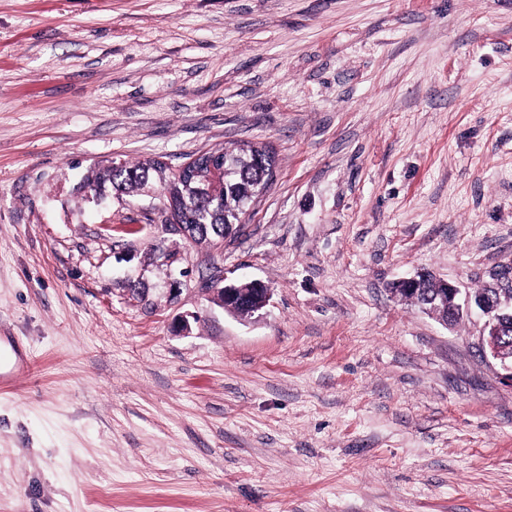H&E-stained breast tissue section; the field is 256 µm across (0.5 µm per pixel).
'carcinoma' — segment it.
<instances>
[{
	"label": "carcinoma",
	"instance_id": "cac0c4a2",
	"mask_svg": "<svg viewBox=\"0 0 512 512\" xmlns=\"http://www.w3.org/2000/svg\"><path fill=\"white\" fill-rule=\"evenodd\" d=\"M208 153L224 161L227 176L188 184L158 158L136 162L116 159L89 168L81 189L91 196L113 194L123 202L153 188L163 203L179 206L180 222L190 225L192 242L209 248L215 240L240 231V218L257 198L266 169L276 159L268 146L254 143L218 146Z\"/></svg>",
	"mask_w": 512,
	"mask_h": 512
}]
</instances>
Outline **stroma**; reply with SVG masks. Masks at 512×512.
Masks as SVG:
<instances>
[{"instance_id": "stroma-1", "label": "stroma", "mask_w": 512, "mask_h": 512, "mask_svg": "<svg viewBox=\"0 0 512 512\" xmlns=\"http://www.w3.org/2000/svg\"><path fill=\"white\" fill-rule=\"evenodd\" d=\"M247 141L276 178L218 257L78 190ZM511 260L512 0H0V512H512L482 319L390 292ZM250 282V281H249ZM249 282H238L231 283L233 286L224 284V288H208L214 290L216 292L215 301L219 303L225 310L233 311L234 307L239 305L240 307L248 308L251 310L252 315H256L255 317H261L262 310H264L270 302V292L268 288H263L264 285L257 281L253 280V283L258 287L250 286ZM242 288H255L258 293H256V297L254 295L245 294ZM261 294V295H260Z\"/></svg>"}]
</instances>
